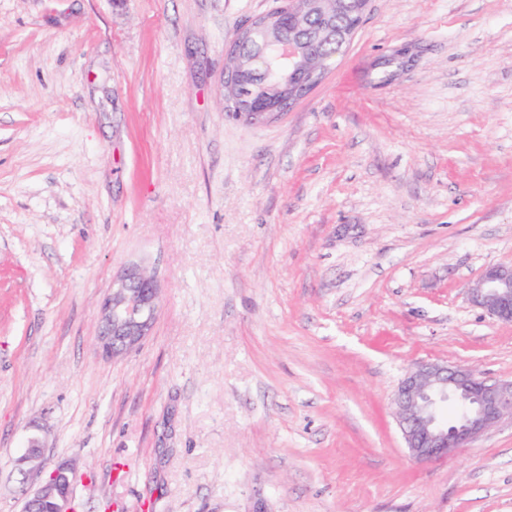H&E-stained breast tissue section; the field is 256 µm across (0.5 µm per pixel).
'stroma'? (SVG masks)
Returning <instances> with one entry per match:
<instances>
[{
	"instance_id": "stroma-1",
	"label": "stroma",
	"mask_w": 512,
	"mask_h": 512,
	"mask_svg": "<svg viewBox=\"0 0 512 512\" xmlns=\"http://www.w3.org/2000/svg\"><path fill=\"white\" fill-rule=\"evenodd\" d=\"M280 0H0V512H512V421L414 460L423 362L512 380L473 306L512 267V0H371L268 125L226 49ZM160 302L101 355L132 265ZM40 433L39 470L22 466ZM370 2L371 0H354V6L350 15L355 19V21L346 25L342 30L339 45L350 44L368 11ZM290 82L288 74L279 72L278 77L271 81L259 78H243L242 82L233 83V85L223 82L224 110L230 115V112L237 113V119L243 120L250 125L266 124L277 120L283 112H259L265 109V104L270 100L277 99L278 91L288 89ZM232 87V91L230 87ZM244 98V99H242ZM249 101L250 107L243 106V103ZM263 117L260 122L255 118ZM159 293L153 274L138 265L128 268L112 283L101 304L99 348L115 358L136 348L151 334ZM73 469L61 464L45 477L27 501L24 512L32 506H47L45 512H77L72 490Z\"/></svg>"
}]
</instances>
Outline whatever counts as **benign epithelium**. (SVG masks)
<instances>
[{
	"mask_svg": "<svg viewBox=\"0 0 512 512\" xmlns=\"http://www.w3.org/2000/svg\"><path fill=\"white\" fill-rule=\"evenodd\" d=\"M371 0H354V22L345 26L339 44H350L357 33ZM284 21L275 30L263 32L266 51L257 59L259 70L286 69L304 81L307 65L297 30L303 20V0H282L269 12ZM282 116L280 112H239L237 118L255 125ZM261 121H256V118ZM470 302L490 316L512 323V267L493 265L470 288ZM159 293L153 274L133 265L112 283L101 304L99 348L110 358L136 348L154 326ZM445 401L456 405L453 420L443 419L438 407ZM393 404L404 443L410 455L422 461L448 457L495 427L504 418L512 419V381L489 382L472 370L440 363H421L411 370L398 387ZM43 446L40 439L28 441L19 463L39 468ZM73 469L59 465L45 477L27 501L24 512L45 506L47 512H76L72 490Z\"/></svg>",
	"mask_w": 512,
	"mask_h": 512,
	"instance_id": "7a95c632",
	"label": "benign epithelium"
}]
</instances>
